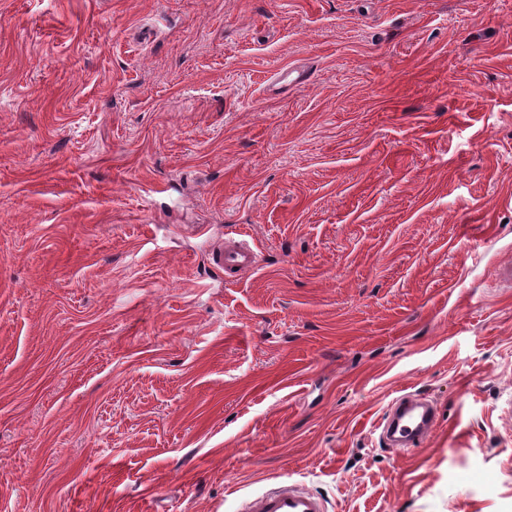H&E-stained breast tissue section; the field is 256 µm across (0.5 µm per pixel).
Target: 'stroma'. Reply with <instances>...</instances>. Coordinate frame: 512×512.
Here are the masks:
<instances>
[{"mask_svg":"<svg viewBox=\"0 0 512 512\" xmlns=\"http://www.w3.org/2000/svg\"><path fill=\"white\" fill-rule=\"evenodd\" d=\"M508 258L512 0H0V512H512ZM260 253L246 240L225 239L214 257L215 265L224 271V279L238 281L261 265ZM436 424L437 415L431 405L417 403L411 395H403L389 410L382 434L389 444L398 441L401 448H409L430 435ZM245 512H324L318 496L290 482H282L262 495L247 501Z\"/></svg>","mask_w":512,"mask_h":512,"instance_id":"35a3bbf8","label":"stroma"}]
</instances>
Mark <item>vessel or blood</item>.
<instances>
[{"label": "vessel or blood", "instance_id": "b4317fda", "mask_svg": "<svg viewBox=\"0 0 512 512\" xmlns=\"http://www.w3.org/2000/svg\"><path fill=\"white\" fill-rule=\"evenodd\" d=\"M261 256L246 240H225L214 263L229 281H237L256 271ZM437 424L431 405L415 402L405 395L396 400L383 423L382 434L391 443L409 448L430 435ZM318 496L290 482H282L262 495L247 501L244 512H324Z\"/></svg>", "mask_w": 512, "mask_h": 512}]
</instances>
